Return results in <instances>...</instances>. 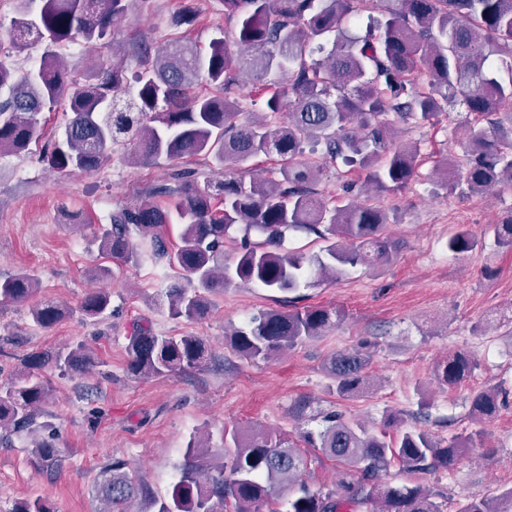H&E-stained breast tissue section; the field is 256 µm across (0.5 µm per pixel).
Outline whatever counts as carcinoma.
<instances>
[{
    "label": "carcinoma",
    "instance_id": "cac0c4a2",
    "mask_svg": "<svg viewBox=\"0 0 512 512\" xmlns=\"http://www.w3.org/2000/svg\"><path fill=\"white\" fill-rule=\"evenodd\" d=\"M39 14L12 22L11 44L22 53L44 45L39 65L21 72L0 58V158L18 154L43 135L38 116L65 106L71 117L47 143L42 161L60 174L91 172L126 145L138 162L208 155L225 170L213 192L193 171L176 169L153 195L168 207L144 201L112 214L101 249L128 263L144 256L167 260L178 279L166 291L169 314L195 319L208 310L206 294L248 284L281 293L342 279L356 265L390 262L398 242L384 234V211L350 201L330 207L308 187L317 170L301 161L305 150L320 148L323 159L357 165L367 182L382 191H399L414 179L418 151L393 145V127L429 122L462 106L464 162L446 191L479 194L512 183V0H221L234 31L216 38L209 52L174 41L151 51L136 49L138 68L114 62L92 66L79 82L63 63L60 49L76 39L103 41L125 11L124 0H40ZM175 26L196 19L195 0H183ZM381 12L374 32L350 35L347 21L362 12ZM320 58H313V54ZM287 79L265 110L241 119L239 98L244 76L260 80L270 73ZM210 89L194 91L200 78ZM275 157V166L245 180L235 176L252 159ZM383 164H378L379 159ZM177 216L179 243L169 245L162 228ZM303 231L326 242L320 253L282 250L286 234ZM498 246L512 250V217L493 227ZM241 234L236 238L235 234ZM256 233L262 240L251 241ZM239 241L232 263L224 246ZM478 239L457 232L448 250L468 253ZM38 278L20 272L0 279V301L23 302L34 296ZM111 293L90 291L79 312L85 320L102 317ZM69 313L55 300H41L32 318L51 328ZM333 309L269 310L253 316L230 334L241 357L263 360L322 335L336 325ZM128 370L160 376L202 366L209 350L198 336H157L142 329L130 338ZM370 354L356 350L333 356L327 370L336 393L346 397L367 386ZM66 375L84 372L92 358L83 348L43 351L24 360L23 370L0 387V441L31 428L48 395L41 370ZM475 367L460 353L437 365L436 379L450 388ZM500 391L479 390L470 397L472 415L493 417ZM302 441L337 463L358 469L339 491H314L302 480L307 459L300 446L267 430L234 433L215 459L194 440L178 465V481L166 496L155 494L120 461L109 463L95 486L103 512H339L344 505L381 504L378 512H442L420 485L383 481L391 462L419 473L431 465L449 468L473 437H454L443 446L425 429H408L394 441L371 433L361 423L337 414ZM34 452L46 463L59 450L45 440ZM297 488L286 509L277 489ZM12 512H53L48 498L16 505ZM459 512H512V488L465 504Z\"/></svg>",
    "mask_w": 512,
    "mask_h": 512
}]
</instances>
